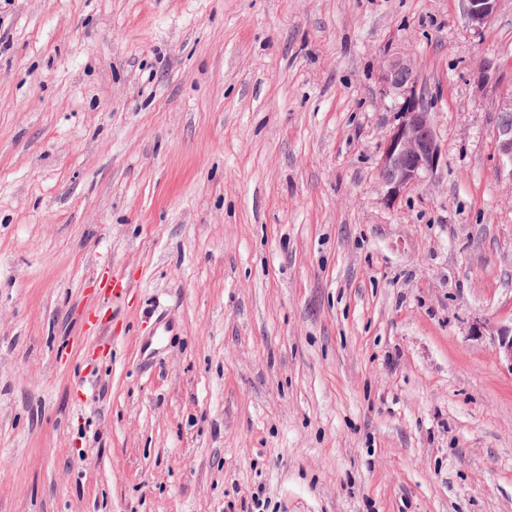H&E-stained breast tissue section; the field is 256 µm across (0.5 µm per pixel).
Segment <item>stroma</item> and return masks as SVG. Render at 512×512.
<instances>
[{
	"mask_svg": "<svg viewBox=\"0 0 512 512\" xmlns=\"http://www.w3.org/2000/svg\"><path fill=\"white\" fill-rule=\"evenodd\" d=\"M509 92L512 0H0V512H512ZM469 23L474 29L485 27L494 17L499 0H464ZM411 76L412 67L406 59L394 56L388 60L385 81L402 96L378 160V171L387 187L384 201L389 206L433 175L440 162L431 113L417 96ZM505 113H512V93L504 97L502 107L500 109L499 121L494 137L498 151V157L502 164L504 162L510 164V172L512 173V114L504 116ZM508 120V121H507Z\"/></svg>",
	"mask_w": 512,
	"mask_h": 512,
	"instance_id": "obj_1",
	"label": "stroma"
}]
</instances>
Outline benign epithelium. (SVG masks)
I'll return each instance as SVG.
<instances>
[{
  "mask_svg": "<svg viewBox=\"0 0 512 512\" xmlns=\"http://www.w3.org/2000/svg\"><path fill=\"white\" fill-rule=\"evenodd\" d=\"M464 2L469 23L479 30L494 17L499 0ZM411 76L412 67L406 59L394 56L388 60L385 81L402 96L378 160V171L387 187L384 201L389 206L433 175L440 162L441 151L431 113L417 96ZM494 137L500 161L512 165V123L498 122Z\"/></svg>",
  "mask_w": 512,
  "mask_h": 512,
  "instance_id": "7a95c632",
  "label": "benign epithelium"
}]
</instances>
